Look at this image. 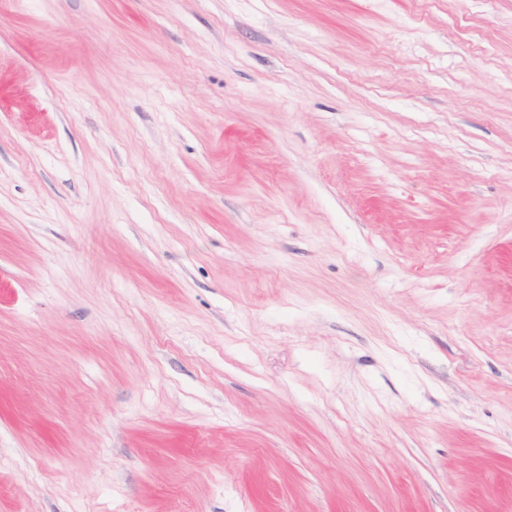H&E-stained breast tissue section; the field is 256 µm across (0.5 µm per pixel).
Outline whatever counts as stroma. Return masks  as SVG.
<instances>
[{"label":"stroma","mask_w":512,"mask_h":512,"mask_svg":"<svg viewBox=\"0 0 512 512\" xmlns=\"http://www.w3.org/2000/svg\"><path fill=\"white\" fill-rule=\"evenodd\" d=\"M0 512H512V0H0Z\"/></svg>","instance_id":"1"}]
</instances>
